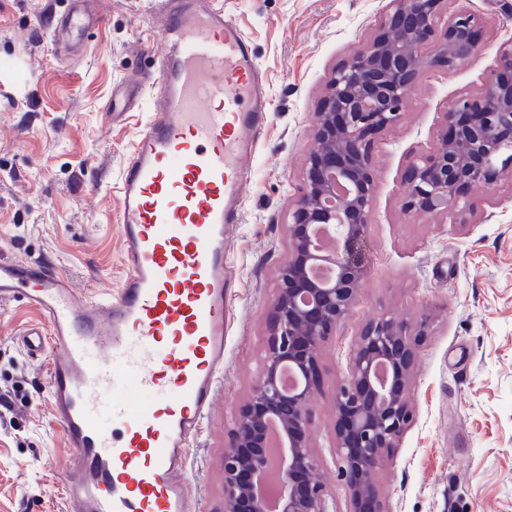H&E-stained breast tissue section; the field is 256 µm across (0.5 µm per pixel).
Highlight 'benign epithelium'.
<instances>
[{"instance_id":"benign-epithelium-1","label":"benign epithelium","mask_w":512,"mask_h":512,"mask_svg":"<svg viewBox=\"0 0 512 512\" xmlns=\"http://www.w3.org/2000/svg\"><path fill=\"white\" fill-rule=\"evenodd\" d=\"M446 0H390L379 32L336 69L315 115L317 147L303 169V188L288 211V254L279 267L270 332L253 390L224 448V512H270L265 478L278 477L276 512H336L319 483L308 399L318 383L323 344L354 308L365 270L361 259L376 185L374 136L401 119L407 93L425 66L449 69L480 51L478 17H443ZM439 36L435 53L422 49ZM477 98L458 97L444 113L436 148L416 156L404 181L403 207L459 216L472 209L465 189L512 176V44L500 54ZM336 230V250L320 252L313 229ZM323 264L325 283L309 276ZM426 335L382 314L361 329L347 379L336 393L334 447L349 498L347 512H387L376 475L413 422L407 393L414 351ZM297 383L281 384L283 367Z\"/></svg>"}]
</instances>
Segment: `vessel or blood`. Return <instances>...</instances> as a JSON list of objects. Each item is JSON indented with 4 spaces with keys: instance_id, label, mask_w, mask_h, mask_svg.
<instances>
[{
    "instance_id": "vessel-or-blood-1",
    "label": "vessel or blood",
    "mask_w": 512,
    "mask_h": 512,
    "mask_svg": "<svg viewBox=\"0 0 512 512\" xmlns=\"http://www.w3.org/2000/svg\"><path fill=\"white\" fill-rule=\"evenodd\" d=\"M78 2L51 21L61 61L103 21L96 0ZM155 24L154 70L127 95L152 107L117 183L118 289L80 296L42 260L0 259V305L20 298L41 317L24 344L47 363L52 421L72 450L66 512H193L183 474L224 371L239 285L224 227L242 221L248 159L272 110L224 0H159ZM132 385L156 400L132 408Z\"/></svg>"
}]
</instances>
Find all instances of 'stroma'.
Wrapping results in <instances>:
<instances>
[{
    "label": "stroma",
    "instance_id": "35a3bbf8",
    "mask_svg": "<svg viewBox=\"0 0 512 512\" xmlns=\"http://www.w3.org/2000/svg\"><path fill=\"white\" fill-rule=\"evenodd\" d=\"M481 20L482 51L456 69L426 67L402 120L376 136V192L365 243L366 275L347 320L325 342L310 398L316 476L346 512L337 475L335 394L366 321L427 319L409 385L415 420L377 483L388 512H512V178L468 191L472 211L426 218L402 207L414 155L432 151L457 96H480L512 40V0H447ZM389 0H224L246 33L273 110L251 158L244 220L227 252L241 281L224 336V378L188 459L202 512H224V446L265 350L277 270L288 252V208L324 87L378 30ZM65 0H0V62L19 81L0 95V258H38L83 293L117 288L125 274L115 187L140 125L141 99L112 114L114 97L147 77L156 39L151 0H100L105 22L83 55L59 62L46 28ZM39 320L25 302L0 308V512H62L71 453L52 421L46 365L22 343Z\"/></svg>",
    "mask_w": 512,
    "mask_h": 512
}]
</instances>
